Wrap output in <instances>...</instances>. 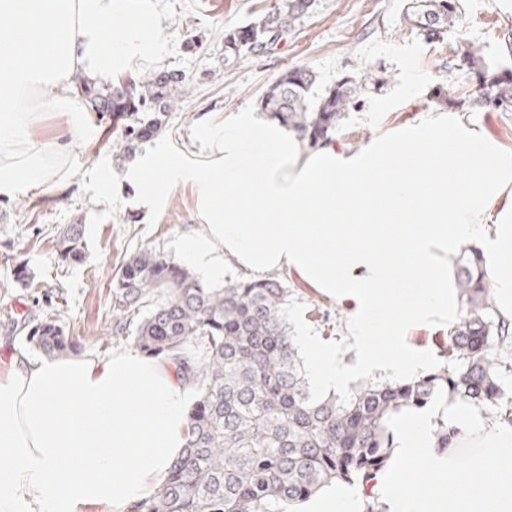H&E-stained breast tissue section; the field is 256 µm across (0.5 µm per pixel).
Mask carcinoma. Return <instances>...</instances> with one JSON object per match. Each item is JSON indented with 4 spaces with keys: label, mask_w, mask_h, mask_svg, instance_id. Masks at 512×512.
Instances as JSON below:
<instances>
[{
    "label": "carcinoma",
    "mask_w": 512,
    "mask_h": 512,
    "mask_svg": "<svg viewBox=\"0 0 512 512\" xmlns=\"http://www.w3.org/2000/svg\"><path fill=\"white\" fill-rule=\"evenodd\" d=\"M312 0H279L247 24L224 33V68L245 53L276 48ZM451 0H409L403 29L433 39L447 32ZM184 75L161 71L123 87L79 81L98 112L122 121L115 146L131 157L159 132ZM476 104L512 111V71L480 75ZM362 84L342 78L323 90L306 67H293L263 94L262 111L309 148L332 138ZM58 262H87L85 225L55 238ZM466 314L449 336L453 359L412 382L366 380L343 395L320 396L306 375L288 328V289L275 278L206 284L172 255L144 249L112 273V335L135 331L148 358L172 364L195 390L184 448L156 495L133 512H298L340 481L366 486L387 466L389 423L406 409L457 396L512 424V322L501 317L477 254L456 263ZM13 282L36 288L24 263ZM46 356L70 349L61 319L13 322Z\"/></svg>",
    "instance_id": "1"
}]
</instances>
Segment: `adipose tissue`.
<instances>
[{
  "label": "adipose tissue",
  "instance_id": "adipose-tissue-1",
  "mask_svg": "<svg viewBox=\"0 0 512 512\" xmlns=\"http://www.w3.org/2000/svg\"><path fill=\"white\" fill-rule=\"evenodd\" d=\"M138 0H0V196L71 185L70 147L94 140L83 93L163 49L137 19ZM61 114L59 141L38 144V115ZM203 164H165L127 183L142 205L180 184L197 191L202 230L182 258L212 275L225 260L251 274L288 268L352 310L353 365L314 337L312 385L340 388L351 373L411 381L425 358L410 328L462 313L452 261L478 251L500 314L512 321V148L451 118L371 135L358 151L305 152L281 125L242 114L202 118ZM262 152L245 162V142ZM188 389L166 362L127 351L33 361L0 375V512H130L166 477L186 429ZM448 425V445L432 436ZM394 447L374 483L387 512H512V426L460 398L411 410L390 425ZM421 476L423 486L411 483Z\"/></svg>",
  "mask_w": 512,
  "mask_h": 512
}]
</instances>
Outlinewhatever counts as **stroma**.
<instances>
[{
  "instance_id": "obj_1",
  "label": "stroma",
  "mask_w": 512,
  "mask_h": 512,
  "mask_svg": "<svg viewBox=\"0 0 512 512\" xmlns=\"http://www.w3.org/2000/svg\"><path fill=\"white\" fill-rule=\"evenodd\" d=\"M273 2L152 0L150 10L164 50L132 67L140 76L180 71L188 80V92L154 141L142 145V152L158 144L184 164L202 163L200 119L209 115L226 122L243 112L259 113L266 88L296 66L316 72L323 88L345 76L363 83L357 107L347 112L332 137L333 144L348 152L359 150L371 132L445 118L450 111L434 100L439 86L452 85L465 99L475 93L477 77L461 65L459 43L473 48L487 75L512 68V51L503 39L512 17L501 14L493 0H455L458 19L440 43L401 29L405 0H315L286 42L262 55H242L233 69H225V31L264 13ZM451 111L512 148V112L467 102ZM89 119L102 137L70 152L73 180L65 197L46 188L0 197V371L15 354L38 355L27 337L10 326L12 318L24 314L62 317L80 355L104 359L133 350L131 337L111 334L114 267L140 249L179 256L183 243L201 228L192 185H179L161 195L154 208H141L131 190L121 187L129 164L112 147L118 132L111 114L94 112ZM106 171L114 184L108 206L102 203L100 181ZM78 219L86 226L89 259L80 266H59L54 238L62 225ZM19 260L35 272L37 287H14L13 265ZM275 277L289 291L293 332L307 331L320 346L336 349L343 362H350L349 309L294 272L283 269ZM450 331V326L438 324L412 328L406 347L426 356L431 366L449 363Z\"/></svg>"
}]
</instances>
